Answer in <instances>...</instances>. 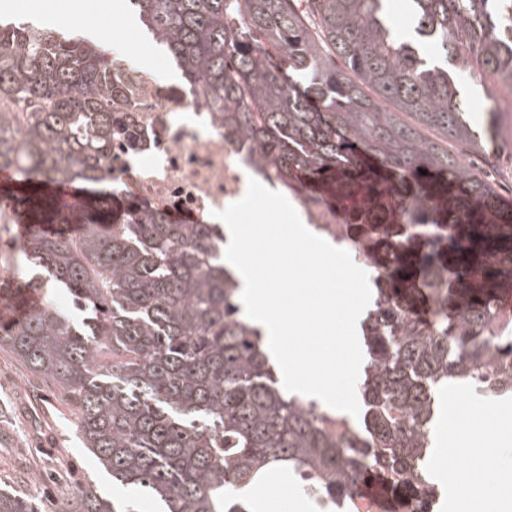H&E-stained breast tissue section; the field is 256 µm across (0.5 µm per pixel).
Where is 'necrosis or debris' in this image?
Segmentation results:
<instances>
[{
  "mask_svg": "<svg viewBox=\"0 0 512 512\" xmlns=\"http://www.w3.org/2000/svg\"><path fill=\"white\" fill-rule=\"evenodd\" d=\"M133 93L119 115L134 146L112 143V182L120 196L181 222L214 223V211L240 198L249 177H270L246 144L183 81L129 71Z\"/></svg>",
  "mask_w": 512,
  "mask_h": 512,
  "instance_id": "4bbe7bcc",
  "label": "necrosis or debris"
}]
</instances>
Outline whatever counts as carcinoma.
Here are the masks:
<instances>
[{"label":"carcinoma","instance_id":"obj_1","mask_svg":"<svg viewBox=\"0 0 512 512\" xmlns=\"http://www.w3.org/2000/svg\"><path fill=\"white\" fill-rule=\"evenodd\" d=\"M151 39L224 128L301 202L345 207V247L374 269L376 296L361 385L362 425L276 387L263 333L244 316L214 224L175 223L131 200L116 206L106 103L126 100L114 62L81 37L0 23V96L31 108L22 142L0 114V168L24 174L0 192L25 209L20 250L71 298L81 322L45 304L0 334L31 373L54 383L85 447L122 493L69 491L64 512H252L238 491L271 474L350 512L368 472L411 512L436 492L414 467L429 442L436 390L471 383L512 394V207L472 158L499 149L512 102V0H410L412 40L384 0H130ZM438 47V57L422 52ZM489 116L470 121L468 89ZM55 159V176L38 172ZM427 174H421V171ZM86 185L88 208L42 198L48 183ZM401 225L393 245L367 241ZM83 224L77 238L43 224ZM0 512H42L0 490Z\"/></svg>","mask_w":512,"mask_h":512}]
</instances>
